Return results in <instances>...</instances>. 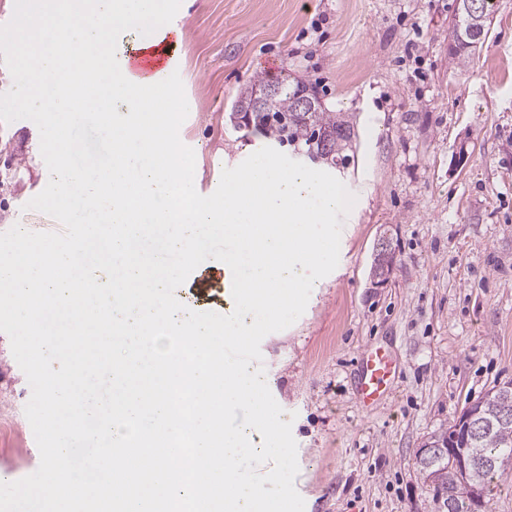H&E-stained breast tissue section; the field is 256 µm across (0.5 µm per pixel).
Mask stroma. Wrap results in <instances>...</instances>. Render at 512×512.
I'll return each mask as SVG.
<instances>
[{"mask_svg":"<svg viewBox=\"0 0 512 512\" xmlns=\"http://www.w3.org/2000/svg\"><path fill=\"white\" fill-rule=\"evenodd\" d=\"M457 0H182L173 23L189 113L179 136L194 185L268 146L235 129L239 91L262 77L315 87L354 125L353 157L333 175L355 196L351 235L305 312L260 350L269 390L292 424L305 512H435L417 448L494 386L512 381V0L466 63L448 54ZM40 134L0 122V233L52 232L27 209L46 186ZM394 263L384 282L379 241ZM386 347L390 398L365 411L360 350ZM31 388L0 332V474L35 472L25 415Z\"/></svg>","mask_w":512,"mask_h":512,"instance_id":"35a3bbf8","label":"stroma"}]
</instances>
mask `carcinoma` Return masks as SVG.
<instances>
[{"label": "carcinoma", "instance_id": "1", "mask_svg": "<svg viewBox=\"0 0 512 512\" xmlns=\"http://www.w3.org/2000/svg\"><path fill=\"white\" fill-rule=\"evenodd\" d=\"M455 35L464 43L450 50L452 58L464 61L473 48L468 40L469 22L458 11L455 14ZM268 81L258 79L240 90L230 114L237 129H251L281 145H288L295 154L331 168L350 162L353 124L345 112H333L323 102L302 112L298 108V95L304 90L302 82L285 80L280 84L271 111L252 112L250 106L256 87ZM393 252L388 246L381 248L374 258L373 272L382 277L393 264ZM473 420L484 427L465 453L488 462L485 467L461 469L453 456H445L426 464H417L423 482L431 487L437 512H470V497L477 492L487 495L490 486L505 474L501 467L490 463L499 459H512V382L493 387L481 400L469 407Z\"/></svg>", "mask_w": 512, "mask_h": 512}]
</instances>
